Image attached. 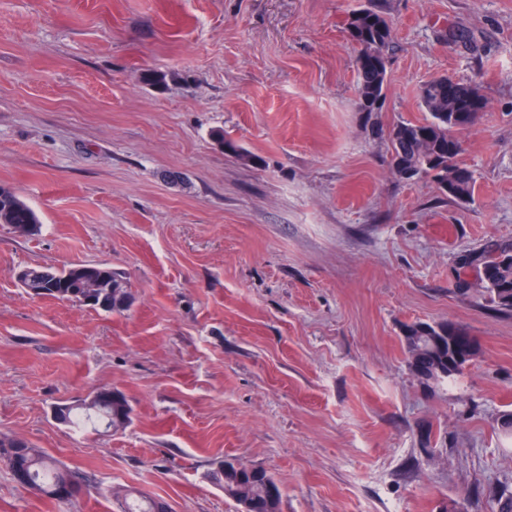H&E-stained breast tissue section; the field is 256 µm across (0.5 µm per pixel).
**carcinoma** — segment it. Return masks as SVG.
<instances>
[{
  "instance_id": "carcinoma-1",
  "label": "carcinoma",
  "mask_w": 512,
  "mask_h": 512,
  "mask_svg": "<svg viewBox=\"0 0 512 512\" xmlns=\"http://www.w3.org/2000/svg\"><path fill=\"white\" fill-rule=\"evenodd\" d=\"M356 30L349 31L358 46L356 66L358 73L357 109L371 112L378 101L386 98L387 72L385 61L393 43V28L389 19L372 9H359ZM421 104L429 118L423 122H400L393 126L389 138L392 159L412 172L415 179L435 181L447 195L465 200L472 197L475 178L472 171L458 163L463 151L460 139L452 136L465 129L467 114L485 106L481 86L475 81H448L438 76L421 88ZM213 138L224 150L241 159L250 156L224 132L216 130ZM0 224H28L29 235L35 236L41 228L38 213L11 187L0 184ZM39 282L32 284L37 293H50L61 300H72V294L82 285L88 274H93L101 285L100 296L112 301V310L121 311L130 306L131 293L127 282L112 267L97 263L72 264L61 270L39 265ZM473 271L481 286L484 300L494 309L512 312V244H491L479 255H463L459 259L456 287L463 293L471 292L467 271ZM465 330L448 325L446 321L416 322L403 327L408 352V366L422 361L426 372L422 381L429 388L441 385L457 375L448 369V352H463V343L457 337ZM64 424L77 432L102 426L106 419L114 431L126 427L130 408L126 398L112 401V410L93 411L81 403H69ZM26 468L28 490L56 501L67 500L56 495L59 482L68 478L81 484L83 479L64 464L55 460L31 443H25L19 455ZM224 494L238 505L249 503L253 512H279L281 493L276 481L267 470L257 467L252 472H241L235 461H224ZM122 512H164L163 506L151 498L136 494L122 499Z\"/></svg>"
}]
</instances>
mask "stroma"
Instances as JSON below:
<instances>
[{
  "instance_id": "35a3bbf8",
  "label": "stroma",
  "mask_w": 512,
  "mask_h": 512,
  "mask_svg": "<svg viewBox=\"0 0 512 512\" xmlns=\"http://www.w3.org/2000/svg\"><path fill=\"white\" fill-rule=\"evenodd\" d=\"M363 6L393 25L380 112L357 109ZM440 75L487 99L460 134L467 201L392 169L389 129L426 119ZM0 183L42 222L0 225V437L90 477L61 506L0 466V512H119L123 489L240 512L227 458L274 477L280 512H491L512 492V314L455 289L460 255L512 243V0H0ZM79 262L121 272L130 307L16 279ZM434 321L478 351L430 389L402 329ZM99 387L127 427L55 419Z\"/></svg>"
}]
</instances>
